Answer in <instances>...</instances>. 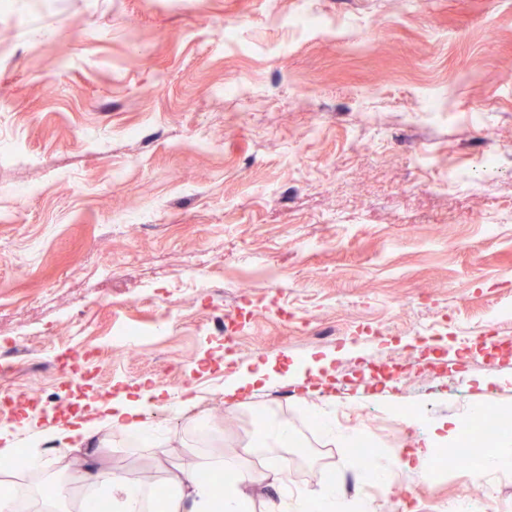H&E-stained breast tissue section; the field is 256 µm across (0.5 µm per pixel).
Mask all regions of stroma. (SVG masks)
Segmentation results:
<instances>
[{"label":"stroma","instance_id":"1","mask_svg":"<svg viewBox=\"0 0 512 512\" xmlns=\"http://www.w3.org/2000/svg\"><path fill=\"white\" fill-rule=\"evenodd\" d=\"M1 137L0 338L19 352L0 389L54 413L57 358L88 351L94 414L159 392L168 442L107 446L106 468L166 483L231 457L258 480L244 512H275L277 471L353 508L512 512V463L400 462L420 435L401 410L512 417V0H0ZM271 415L294 440L267 455ZM87 455L52 447L7 481L28 512H79Z\"/></svg>","mask_w":512,"mask_h":512}]
</instances>
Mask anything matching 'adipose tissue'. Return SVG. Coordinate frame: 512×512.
Wrapping results in <instances>:
<instances>
[{"label":"adipose tissue","instance_id":"adipose-tissue-1","mask_svg":"<svg viewBox=\"0 0 512 512\" xmlns=\"http://www.w3.org/2000/svg\"><path fill=\"white\" fill-rule=\"evenodd\" d=\"M153 405V394L142 391L128 396L113 398L105 414L93 420L80 415H72L58 424L41 428L36 439L24 446H17L12 440L0 445V470L9 471L16 453H23L26 466L31 474L37 475L46 469L44 447L54 443L62 447L84 444L94 434L102 430L123 433L125 443L154 442L159 438L156 428L147 418ZM467 430L465 418L446 420L429 427L421 436L411 460L425 465L434 450L443 445L453 444L460 434ZM86 495L83 499V512H94L97 495L107 491L113 512H145L149 497V487L143 482H133L123 476L106 473L94 465H86L82 474ZM256 483L252 474L240 472L235 483L227 487L222 501H215L209 487L185 476L176 493L164 505V512H240L241 503L247 499L248 491Z\"/></svg>","mask_w":512,"mask_h":512}]
</instances>
